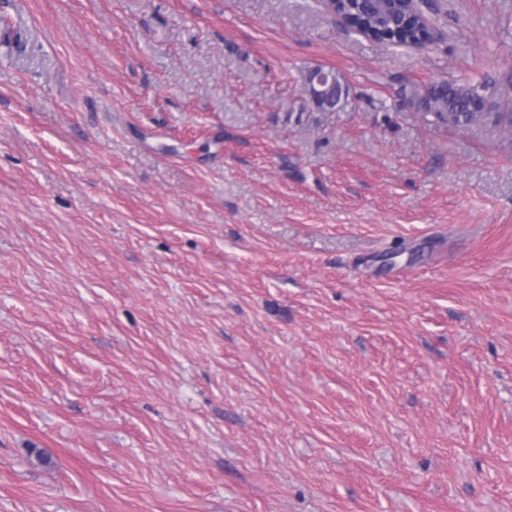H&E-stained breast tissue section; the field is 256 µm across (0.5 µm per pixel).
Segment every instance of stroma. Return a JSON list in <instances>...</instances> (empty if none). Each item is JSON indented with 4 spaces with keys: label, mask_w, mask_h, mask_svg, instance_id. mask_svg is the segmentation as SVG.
I'll use <instances>...</instances> for the list:
<instances>
[{
    "label": "stroma",
    "mask_w": 512,
    "mask_h": 512,
    "mask_svg": "<svg viewBox=\"0 0 512 512\" xmlns=\"http://www.w3.org/2000/svg\"><path fill=\"white\" fill-rule=\"evenodd\" d=\"M436 5L0 0V512H512V125L417 105L512 0ZM330 1H325L329 7ZM335 1L333 8L343 17L347 29L366 35L374 42L423 48L436 38L427 17L433 9V0H386L388 3L383 9L376 8L371 1ZM330 12L344 24L340 16ZM312 76L307 79L306 92L314 105H329L339 101V92L336 88L334 75L329 71L314 69Z\"/></svg>",
    "instance_id": "stroma-1"
}]
</instances>
